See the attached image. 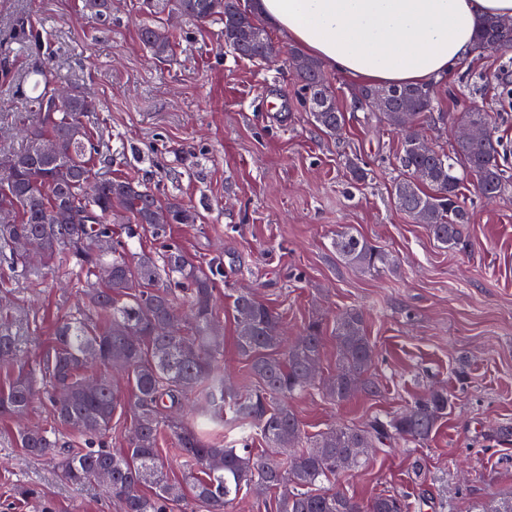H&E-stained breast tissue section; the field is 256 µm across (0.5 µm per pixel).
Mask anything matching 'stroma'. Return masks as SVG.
<instances>
[{"label": "stroma", "mask_w": 512, "mask_h": 512, "mask_svg": "<svg viewBox=\"0 0 512 512\" xmlns=\"http://www.w3.org/2000/svg\"><path fill=\"white\" fill-rule=\"evenodd\" d=\"M80 7L81 0H0V152L21 148L28 75L50 65L56 84L98 104L84 117L101 138L96 170L199 214L197 223L171 225L166 241L198 265L223 264L218 369L240 391L259 385L236 349L229 296L240 290L270 305L291 338L315 319L329 333L340 313L364 315L380 391L337 404L311 386L290 401L305 437L400 413L435 387L447 391L448 413L427 442L376 449L329 488L364 503L395 495L408 512H474L512 495V446L495 435L512 423V187L494 203L466 187L464 241L442 247L393 203L400 135L355 104L351 80L331 66L323 72L346 115L333 136L302 106L293 69L278 58H238L220 23L162 14L177 36L162 60L139 37L143 0H112L106 22ZM23 23L40 33L47 56L16 38ZM434 91L455 120L474 105L490 115L512 170V50L474 54ZM349 157L367 163L364 183L351 184ZM346 230L387 252L394 268L367 272L341 262L334 242ZM163 242L144 230L131 249L156 252ZM0 284L15 288L23 314L35 316L36 355L80 301L77 271L65 262L36 281L12 279L2 265ZM15 431L0 417V512H122L103 487L68 484L49 460L16 447ZM20 484L31 495L17 496Z\"/></svg>", "instance_id": "35a3bbf8"}]
</instances>
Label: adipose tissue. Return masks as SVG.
<instances>
[{
	"label": "adipose tissue",
	"mask_w": 512,
	"mask_h": 512,
	"mask_svg": "<svg viewBox=\"0 0 512 512\" xmlns=\"http://www.w3.org/2000/svg\"><path fill=\"white\" fill-rule=\"evenodd\" d=\"M257 15L360 85H425L475 51L512 0H256Z\"/></svg>",
	"instance_id": "ef3b65f1"
}]
</instances>
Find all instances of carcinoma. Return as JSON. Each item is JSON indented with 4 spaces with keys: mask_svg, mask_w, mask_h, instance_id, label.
I'll list each match as a JSON object with an SVG mask.
<instances>
[{
    "mask_svg": "<svg viewBox=\"0 0 512 512\" xmlns=\"http://www.w3.org/2000/svg\"><path fill=\"white\" fill-rule=\"evenodd\" d=\"M169 7L200 24L220 21L225 46L240 58L261 60L277 48L263 28L257 41L238 38V0H153L146 5L152 16ZM82 8L105 22L112 15V0H82ZM139 34L156 58L172 51L173 37L156 20L141 22ZM508 46L512 27L503 26L502 20L492 17L479 28L480 51ZM288 56L306 63L298 75L303 102H321L310 113L312 122L322 132L336 134L345 124V113L321 62L297 48L288 49ZM31 75L35 79L25 108L34 118L27 143L0 157V209L19 216L16 224L0 225V260L18 279L42 276L41 268L27 265L13 248L18 240L32 241L48 264L75 261L83 288L81 305L57 326L51 343L34 359L30 349L37 340L35 328L12 321L15 289L0 290V364L17 369L0 389V414L20 418L41 395L54 421L49 427H19L18 445L32 456L56 459L62 477L73 484H97L100 473H109L106 491L124 512H167L169 505L185 499L183 484L169 478L158 448L164 430L175 440L176 462L190 479L195 501L209 512H232L241 491L252 483L274 491L276 512H405L404 501L392 495L377 496L365 505L345 493H319L316 486L341 470L361 467L372 448L429 440L447 414L448 392L433 390L403 412L375 416L363 426H333L284 458L302 435L288 399L312 384L308 371L321 363L325 345L321 323H309L300 339L285 348L273 308L250 292L233 294L236 348L262 385L242 395L226 383L216 369L224 355V333L213 323L212 307L217 280L223 276L220 264H211L206 272L173 244L163 245L160 252L143 251L132 262L129 243L113 239V217L129 214L153 237L164 239L168 224L152 223L156 209L168 212L169 224H194L198 214L177 202L161 205L135 181L96 175L92 160L100 145L82 122L96 105L78 89L65 98L54 97L53 74L46 65ZM394 91L391 111L382 114L388 125L402 131L401 174L393 184V202L427 224L437 243L455 247L469 221L461 202L467 178L475 177L477 190L487 199L506 190L509 177L498 161L500 141L487 113L472 107L465 113L477 129L472 140L456 142L450 152L421 153L417 141L422 133L415 124H396L397 112L409 110L417 121L437 122L450 114L440 111L429 85L396 86ZM45 139L56 141L58 155L37 151ZM345 166L352 181L368 178L358 158H346ZM418 169L426 177L416 183L412 174ZM334 245L339 259L355 269L379 272L393 266L389 255L352 232L339 233ZM104 264L112 267V278L101 286L93 277ZM167 279L187 285L189 313L184 330L157 336L153 325L174 312ZM87 308L98 310L105 320H93ZM333 338L336 372L324 389L326 397L343 403L360 391L377 394L378 383L369 374L377 352L363 315L354 309L340 315ZM89 354L99 361V371L91 377L85 367ZM63 381L72 386L74 396L58 407L54 394ZM87 381L95 391H85ZM125 409L133 413L135 429L128 448L121 453L93 448L94 439L109 432L114 415ZM69 428L87 437L90 447L74 449ZM257 440L264 445L259 452L252 448Z\"/></svg>",
    "mask_w": 512,
    "mask_h": 512,
    "instance_id": "obj_1",
    "label": "carcinoma"
}]
</instances>
